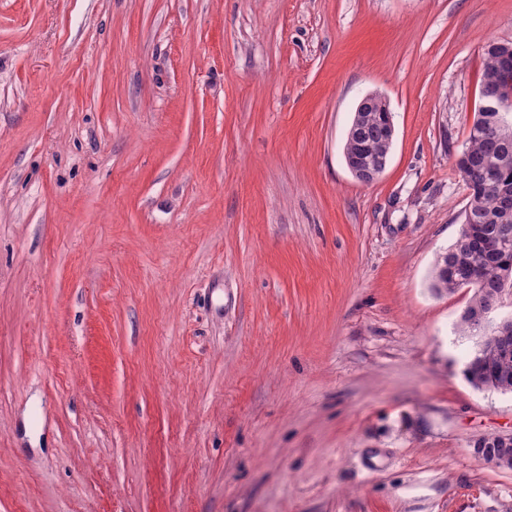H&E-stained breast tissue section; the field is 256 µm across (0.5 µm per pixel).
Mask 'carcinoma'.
<instances>
[{"label": "carcinoma", "mask_w": 512, "mask_h": 512, "mask_svg": "<svg viewBox=\"0 0 512 512\" xmlns=\"http://www.w3.org/2000/svg\"><path fill=\"white\" fill-rule=\"evenodd\" d=\"M499 56L498 43L485 46L482 77L498 70ZM357 124L359 136L367 145L363 163L368 164L387 148V131L377 112L360 113ZM457 168L469 189L461 214V230L469 237L500 239L505 247L497 255L485 257L456 239L436 261L432 288L438 292L469 288L473 290L470 307L475 308L484 303L490 289L512 294V215L503 213L500 191L484 182L485 174L492 172L500 186L512 188V120L504 113H477ZM458 327L461 335L477 339L476 349L466 364L468 380L477 388L496 389L501 383V366L512 369V359L502 363L501 356L492 352L493 336L476 329L462 316Z\"/></svg>", "instance_id": "obj_1"}]
</instances>
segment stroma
Here are the masks:
<instances>
[{
  "instance_id": "35a3bbf8",
  "label": "stroma",
  "mask_w": 512,
  "mask_h": 512,
  "mask_svg": "<svg viewBox=\"0 0 512 512\" xmlns=\"http://www.w3.org/2000/svg\"><path fill=\"white\" fill-rule=\"evenodd\" d=\"M491 41L512 0H0V512H512L430 287ZM374 107H377L378 112H365ZM354 112H356V115L357 112H361L357 121L359 135L357 134L355 123H353L347 132V138L350 141H354L360 149H365V145L359 141V136L364 140L367 145V157L362 162L364 165L373 162L374 156L387 148L388 136L386 128L391 133V138L394 139L395 127L389 102L384 95L378 92L365 94L358 102ZM380 112L383 113L386 128L381 120ZM389 153L378 157L373 164L363 166L357 154L348 152L345 163L357 181L363 184H371L377 181L385 172L389 161Z\"/></svg>"
}]
</instances>
